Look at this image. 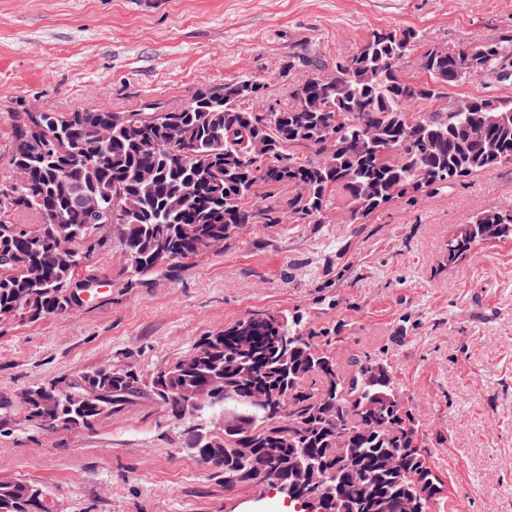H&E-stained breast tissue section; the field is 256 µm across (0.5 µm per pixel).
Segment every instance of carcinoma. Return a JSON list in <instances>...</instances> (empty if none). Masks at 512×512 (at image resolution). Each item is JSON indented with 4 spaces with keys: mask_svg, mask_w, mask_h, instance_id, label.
I'll list each match as a JSON object with an SVG mask.
<instances>
[{
    "mask_svg": "<svg viewBox=\"0 0 512 512\" xmlns=\"http://www.w3.org/2000/svg\"><path fill=\"white\" fill-rule=\"evenodd\" d=\"M511 64L512 38L450 48L412 27L375 29L334 64L307 50L283 60L277 79L298 68L306 77L273 112L257 111L269 80L251 76L202 86L176 108L9 113V165L22 178L0 176V321L66 314L70 286L99 277L94 259L112 243L86 195L126 225L119 244L137 286L229 242L239 225L323 224L340 201L364 224L512 164V100L470 97L461 110L448 99L469 80L508 77ZM257 139L265 159L250 155ZM22 213L39 223H20ZM508 239L512 207L477 213L448 238V265ZM335 343L296 312L251 314L146 374L99 367L64 388L32 385L24 418L47 432L65 418L92 431L147 395L187 424L184 448L226 490L288 483L303 461L319 472L309 488L323 512H377L380 501L386 512H432L444 483L393 371L360 353L344 372ZM189 391L214 404L190 407ZM29 487L0 479V512H48Z\"/></svg>",
    "mask_w": 512,
    "mask_h": 512,
    "instance_id": "carcinoma-1",
    "label": "carcinoma"
}]
</instances>
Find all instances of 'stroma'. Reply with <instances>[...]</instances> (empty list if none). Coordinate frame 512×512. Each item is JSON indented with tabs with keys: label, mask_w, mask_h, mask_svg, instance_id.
I'll list each match as a JSON object with an SVG mask.
<instances>
[{
	"label": "stroma",
	"mask_w": 512,
	"mask_h": 512,
	"mask_svg": "<svg viewBox=\"0 0 512 512\" xmlns=\"http://www.w3.org/2000/svg\"><path fill=\"white\" fill-rule=\"evenodd\" d=\"M406 26L452 46L512 36V0H0V117L175 107L205 85L266 77L300 48L332 61ZM508 205L512 165L363 224L342 204L322 224H249L136 288L112 247L83 308L0 323L15 421L0 432V478L42 487L50 512H244L258 493L225 491L150 397L57 433L29 426L16 398L109 362L147 373L246 314L298 310L341 329L340 368L356 353L392 367L445 482L436 512H512V242L446 261L472 214Z\"/></svg>",
	"instance_id": "stroma-1"
}]
</instances>
